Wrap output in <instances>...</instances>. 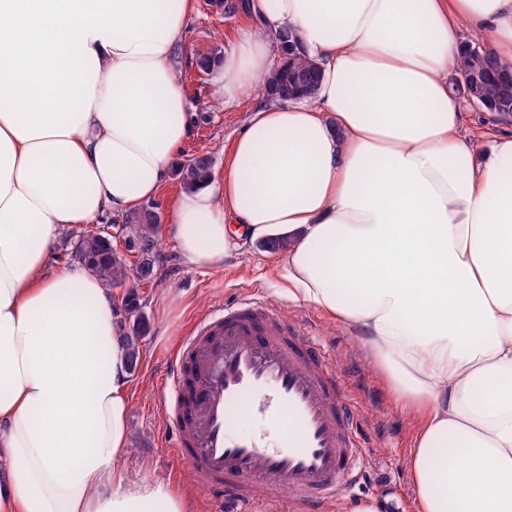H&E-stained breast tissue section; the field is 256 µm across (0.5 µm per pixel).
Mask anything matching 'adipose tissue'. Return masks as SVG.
<instances>
[{
    "instance_id": "ef3b65f1",
    "label": "adipose tissue",
    "mask_w": 512,
    "mask_h": 512,
    "mask_svg": "<svg viewBox=\"0 0 512 512\" xmlns=\"http://www.w3.org/2000/svg\"><path fill=\"white\" fill-rule=\"evenodd\" d=\"M194 0H0V512H186L136 484L112 293L54 268L66 231L163 191L191 119L174 54ZM222 178L168 233L216 268L287 237L290 296L359 332L414 423L416 512H512V134L461 132L462 31L512 63V0H243ZM293 31L312 98L253 102ZM487 140L485 152L477 139Z\"/></svg>"
}]
</instances>
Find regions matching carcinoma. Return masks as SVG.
Listing matches in <instances>:
<instances>
[{
	"label": "carcinoma",
	"mask_w": 512,
	"mask_h": 512,
	"mask_svg": "<svg viewBox=\"0 0 512 512\" xmlns=\"http://www.w3.org/2000/svg\"><path fill=\"white\" fill-rule=\"evenodd\" d=\"M279 45L283 61L263 80L262 89L266 99H275L280 102L293 99V96L288 94L290 80L300 84L305 90V95H313L318 85V66L296 54L291 32L281 33ZM462 66L477 77V81L468 86V92L472 98H483L496 106L512 108V80L488 78L491 68L498 73L507 70V66L503 65L497 57L490 52L472 53L463 59ZM175 173L185 188L201 186L208 182L214 173L213 158L208 154L195 156L178 164ZM125 232L128 240L144 247L142 256L139 257V264L134 268L129 267L126 259L116 252L112 253L110 260L91 263V259L103 247V238L97 235L83 236L77 244L76 256L80 262L90 264V269L107 288L128 289V302L136 308L138 304L132 288L136 287L137 283L152 278L155 257L161 248V218L156 207L143 205L126 215ZM148 331V320L145 316L139 315L126 332L125 340L133 369L136 368L140 359L139 340Z\"/></svg>",
	"instance_id": "carcinoma-1"
}]
</instances>
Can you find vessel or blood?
Listing matches in <instances>:
<instances>
[{
	"label": "vessel or blood",
	"mask_w": 512,
	"mask_h": 512,
	"mask_svg": "<svg viewBox=\"0 0 512 512\" xmlns=\"http://www.w3.org/2000/svg\"><path fill=\"white\" fill-rule=\"evenodd\" d=\"M162 386L173 456L230 512H328L369 450L350 383L327 346L252 297L194 324ZM244 422L261 423L241 431Z\"/></svg>",
	"instance_id": "1"
}]
</instances>
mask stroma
<instances>
[{
    "label": "stroma",
    "mask_w": 512,
    "mask_h": 512,
    "mask_svg": "<svg viewBox=\"0 0 512 512\" xmlns=\"http://www.w3.org/2000/svg\"><path fill=\"white\" fill-rule=\"evenodd\" d=\"M243 0H195L176 62L185 87L192 131L178 152V161L211 155L215 173L224 171V148L239 135L248 114L244 107L218 102L216 73L202 72L200 56L224 52L248 21ZM283 252L256 245L253 250L225 259L218 268L184 264L171 237H164L153 282L136 293L150 330L140 341L142 358L132 374L133 393L127 453L116 465L132 481L166 483L189 497V512H225V505L183 481L170 455L174 437L163 423L158 390L169 369V353L178 336L208 317L220 304L250 293L260 294L284 319L304 323L310 335L335 353L338 368L358 384L355 397L365 430L375 446L362 464V478L334 512H354L375 503L378 512H413V489L406 467L411 421L397 407L383 378L362 354L354 330L328 319L316 307L293 301L281 276Z\"/></svg>",
    "instance_id": "obj_1"
}]
</instances>
